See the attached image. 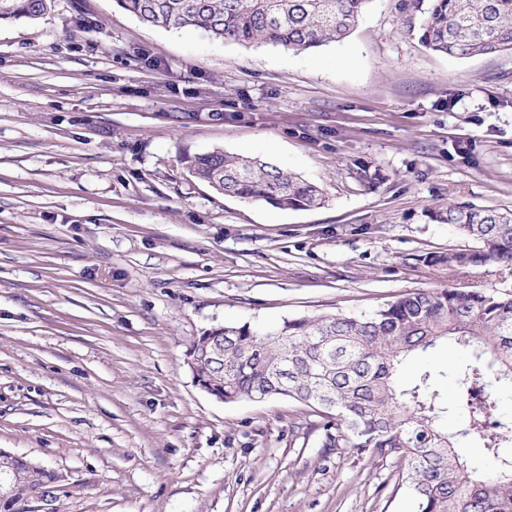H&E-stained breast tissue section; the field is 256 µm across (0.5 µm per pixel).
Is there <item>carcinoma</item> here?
Returning <instances> with one entry per match:
<instances>
[{
	"instance_id": "obj_1",
	"label": "carcinoma",
	"mask_w": 512,
	"mask_h": 512,
	"mask_svg": "<svg viewBox=\"0 0 512 512\" xmlns=\"http://www.w3.org/2000/svg\"><path fill=\"white\" fill-rule=\"evenodd\" d=\"M51 2L0 0V22L39 19ZM116 2L153 26L302 52L344 40L372 0ZM405 10V23L432 52L457 58L512 53V0H405ZM189 172L219 194L282 209L325 202L317 185L257 157L216 150L191 159ZM434 217L471 244L418 261L450 270L494 265L512 276V210L450 204ZM448 338L474 351L455 373L468 413L461 435L492 451L509 439L494 420L490 389L512 383L510 294L473 285L409 293L368 315L292 318L273 328L224 325L193 342L188 365L196 383L221 401L291 398L324 420L322 447L396 461L418 512H512V461L481 473L440 426L448 402L436 381L446 373L427 370L410 384L398 383L407 360ZM59 482L55 472L0 450V512H60Z\"/></svg>"
}]
</instances>
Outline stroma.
<instances>
[{
	"mask_svg": "<svg viewBox=\"0 0 512 512\" xmlns=\"http://www.w3.org/2000/svg\"><path fill=\"white\" fill-rule=\"evenodd\" d=\"M372 0L345 40L241 45L53 0L0 24V449L59 473L61 512H417L392 461L326 448L319 416L196 385L205 330L367 315L481 285L417 257L466 245L451 203L512 210V54L451 58ZM213 150L318 185L285 210L190 176ZM379 173L361 181V166ZM441 344L442 423L466 426Z\"/></svg>",
	"mask_w": 512,
	"mask_h": 512,
	"instance_id": "1",
	"label": "stroma"
}]
</instances>
